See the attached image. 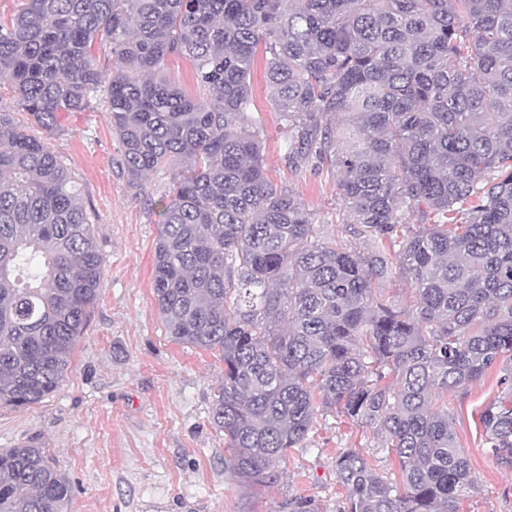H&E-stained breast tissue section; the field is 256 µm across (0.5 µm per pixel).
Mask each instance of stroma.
I'll return each instance as SVG.
<instances>
[{"label":"stroma","instance_id":"obj_1","mask_svg":"<svg viewBox=\"0 0 512 512\" xmlns=\"http://www.w3.org/2000/svg\"><path fill=\"white\" fill-rule=\"evenodd\" d=\"M253 117L264 130L270 178L308 205L322 236L345 223L327 164L288 163V131L271 109L262 69L252 77ZM48 145L79 183L106 259L100 299L61 386L24 409L0 406V448L31 442L44 449L75 493L65 512H282L308 497L336 512L345 497L332 461L342 448L363 449L376 471L397 463L372 431L330 417L290 450L269 488H243L224 477V436L210 421L224 363L215 351L167 336L151 285L159 202L171 173H154L135 193L120 164V144L104 110L73 113ZM498 370L450 394L448 412L470 459L474 488L459 512H512V473L484 445L480 416L500 393Z\"/></svg>","mask_w":512,"mask_h":512}]
</instances>
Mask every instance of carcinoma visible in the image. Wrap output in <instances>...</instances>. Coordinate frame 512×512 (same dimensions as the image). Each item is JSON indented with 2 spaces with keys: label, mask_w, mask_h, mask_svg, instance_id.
<instances>
[{
  "label": "carcinoma",
  "mask_w": 512,
  "mask_h": 512,
  "mask_svg": "<svg viewBox=\"0 0 512 512\" xmlns=\"http://www.w3.org/2000/svg\"><path fill=\"white\" fill-rule=\"evenodd\" d=\"M261 60L288 160L336 169L346 240L267 176ZM2 81L1 406L56 390L105 268L79 184L14 114L53 135L103 106L133 188L172 171L152 289L171 340L224 362L211 423L227 479L277 484L288 449L336 415L381 438L399 479L340 449L337 512H458L474 477L436 401L503 358L482 424L512 472V0H23L0 18ZM393 274L413 305L376 292ZM73 494L35 444L0 450V512H62Z\"/></svg>",
  "instance_id": "carcinoma-1"
}]
</instances>
